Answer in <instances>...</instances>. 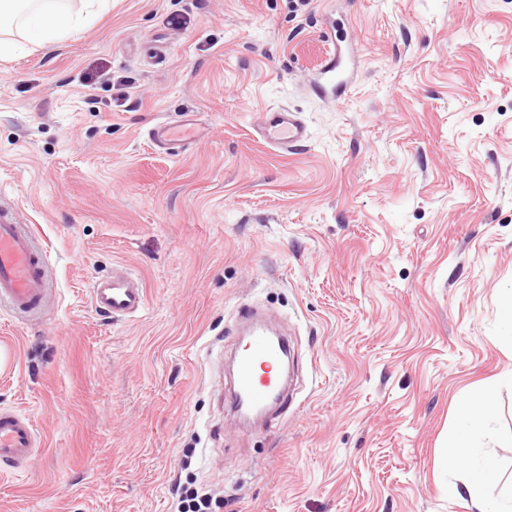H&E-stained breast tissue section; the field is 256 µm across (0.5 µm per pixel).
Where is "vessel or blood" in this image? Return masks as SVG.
Returning <instances> with one entry per match:
<instances>
[{"instance_id":"obj_1","label":"vessel or blood","mask_w":512,"mask_h":512,"mask_svg":"<svg viewBox=\"0 0 512 512\" xmlns=\"http://www.w3.org/2000/svg\"><path fill=\"white\" fill-rule=\"evenodd\" d=\"M341 49L329 51L319 76L335 96L347 88L342 76ZM259 132L270 146L289 151L308 140V130L298 112L278 106L260 115ZM202 137V126L195 112H184L180 121H161L154 125L149 140L160 150L182 153ZM51 268L46 253L37 242L31 225L0 219V303L16 314L35 317L44 309L50 292ZM96 308L112 318H126L139 313L146 303L143 282L119 272L107 279L94 280L90 288ZM243 333L233 352L236 372L228 389V406L239 416L261 413L271 403H287L288 387L279 373L283 357L289 352L284 336L269 338L268 326L259 311L241 307L237 314ZM37 438L29 417L8 409L0 410V467L13 472L33 456Z\"/></svg>"}]
</instances>
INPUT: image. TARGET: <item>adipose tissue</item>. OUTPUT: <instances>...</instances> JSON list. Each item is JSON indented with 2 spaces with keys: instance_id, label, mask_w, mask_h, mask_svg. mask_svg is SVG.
Here are the masks:
<instances>
[{
  "instance_id": "1",
  "label": "adipose tissue",
  "mask_w": 512,
  "mask_h": 512,
  "mask_svg": "<svg viewBox=\"0 0 512 512\" xmlns=\"http://www.w3.org/2000/svg\"><path fill=\"white\" fill-rule=\"evenodd\" d=\"M69 0H0V57H11L30 48L56 50L85 28L95 17L94 6L105 0H84L81 10L68 7ZM496 403L494 386L483 388L462 412L461 423L448 433L446 466L459 459L470 462L464 477L465 487L481 492L497 473V464L479 440L488 424L489 413Z\"/></svg>"
}]
</instances>
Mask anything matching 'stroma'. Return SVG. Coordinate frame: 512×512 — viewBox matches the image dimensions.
<instances>
[{
	"mask_svg": "<svg viewBox=\"0 0 512 512\" xmlns=\"http://www.w3.org/2000/svg\"><path fill=\"white\" fill-rule=\"evenodd\" d=\"M351 55L343 97L304 88ZM301 113L283 152L260 112ZM192 110L204 138L148 140ZM0 212L52 265L39 321L0 310V408L41 445L0 512H475L444 442L500 381L484 442L512 488V0H110L53 52L0 58ZM147 302L115 321L93 280ZM250 304L287 327L292 401L240 424L224 360ZM90 294L95 307L115 320L139 313L146 303L143 282L123 272L112 274L111 278L94 280ZM180 506L183 512H211L212 500L206 495H199L192 489L186 487L177 488Z\"/></svg>",
	"mask_w": 512,
	"mask_h": 512,
	"instance_id": "35a3bbf8",
	"label": "stroma"
}]
</instances>
